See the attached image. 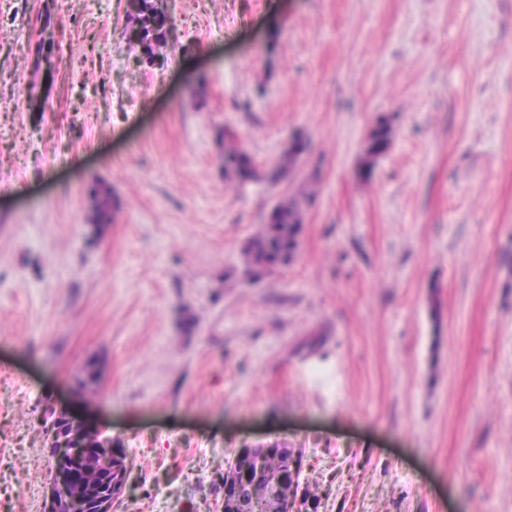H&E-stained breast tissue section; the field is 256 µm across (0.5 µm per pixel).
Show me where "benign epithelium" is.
<instances>
[{
	"label": "benign epithelium",
	"mask_w": 512,
	"mask_h": 512,
	"mask_svg": "<svg viewBox=\"0 0 512 512\" xmlns=\"http://www.w3.org/2000/svg\"><path fill=\"white\" fill-rule=\"evenodd\" d=\"M69 420L70 433L50 426L49 454L54 460L44 512H113L127 488L119 462L125 453L112 447V436L103 425L77 419L64 407L54 409ZM269 444L245 446L236 451L224 468L222 512H300V502L281 498L283 483L301 471L304 455L290 453L281 473L268 486L264 500L254 497L252 487L265 477V453Z\"/></svg>",
	"instance_id": "7a95c632"
}]
</instances>
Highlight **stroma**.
Here are the masks:
<instances>
[{
	"mask_svg": "<svg viewBox=\"0 0 512 512\" xmlns=\"http://www.w3.org/2000/svg\"><path fill=\"white\" fill-rule=\"evenodd\" d=\"M167 9L147 68L125 0H0V512H43L50 402L125 449L113 512H221L226 461L266 442L302 451L315 512H512V0ZM227 129L264 170L307 151L238 188ZM311 189L296 258L246 280ZM304 152L302 138H297L295 143L288 147L283 153L280 162L272 168L267 174L270 181H277L288 174V172L296 165ZM91 204V223L100 229L112 222V213L116 208V203L112 199L110 189L98 185L92 187L89 193ZM304 224L303 209L295 198L278 200L269 211L265 224L242 250L244 272L261 279L288 264L298 249Z\"/></svg>",
	"mask_w": 512,
	"mask_h": 512,
	"instance_id": "obj_1",
	"label": "stroma"
}]
</instances>
